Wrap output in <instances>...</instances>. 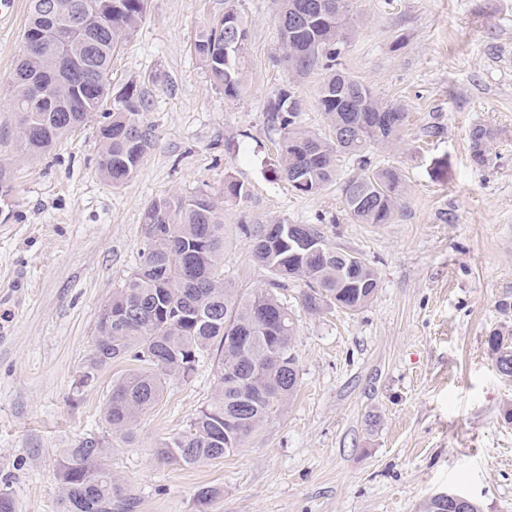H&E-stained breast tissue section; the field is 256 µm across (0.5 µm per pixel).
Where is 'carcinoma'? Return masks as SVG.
I'll return each instance as SVG.
<instances>
[{
    "label": "carcinoma",
    "instance_id": "obj_1",
    "mask_svg": "<svg viewBox=\"0 0 512 512\" xmlns=\"http://www.w3.org/2000/svg\"><path fill=\"white\" fill-rule=\"evenodd\" d=\"M277 20L285 58L300 75L323 68L315 103L329 133L321 135L300 125L301 99L284 86L268 100L266 112L282 138L274 172L288 183L303 171L307 186L294 187L313 195L337 180L344 156L358 160L360 172L345 178L341 195L347 211L362 224H390L401 208V173L391 167L372 168L365 150L390 146L400 139L406 113L376 98L363 82L332 69L336 45L348 31L351 7L336 9V0H276ZM55 18H44L40 0H31L24 32H50L65 23L70 0H55ZM147 0H112V24L95 33L94 44L71 38L70 64L79 67L69 81L45 83L34 95L29 80L57 66L56 53L30 51L22 45L11 78L14 134L25 156L37 158L99 111L110 95L112 54L143 22ZM248 30L228 32L224 19L202 32L195 48L214 84L227 96L239 93L240 64ZM125 106L112 103V120L99 128L100 175L114 186L131 179L150 145L139 122L147 110L144 95L131 85ZM496 133L476 125L469 132L471 158L483 165ZM303 228L316 241L301 250L286 234L272 235L271 225L245 228L254 259L275 276L269 288L241 292L221 278L224 262V205L206 192L188 198L153 202L144 213L141 262L123 288L104 305L88 370L80 385L114 362L133 360L112 385L104 421L105 434H88L61 450L57 477L59 512H132L133 494L112 474L108 463L117 444L131 445L139 419L162 399L171 379L189 380L198 363L219 354L211 400L181 433L157 439L152 455L168 465L193 466L217 460L242 446L272 408L290 402L298 390L297 358L293 351L294 320L290 309L273 293L282 281L303 282L302 306L318 312L335 305L357 312L374 298L375 269L360 256L333 246L319 228ZM196 277L185 275L187 265ZM212 312L215 323L195 319L193 312ZM501 376L512 379V336L494 329L486 338ZM231 372L235 379L226 381Z\"/></svg>",
    "mask_w": 512,
    "mask_h": 512
}]
</instances>
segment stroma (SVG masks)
<instances>
[{
    "mask_svg": "<svg viewBox=\"0 0 512 512\" xmlns=\"http://www.w3.org/2000/svg\"><path fill=\"white\" fill-rule=\"evenodd\" d=\"M233 3L249 31L237 96L214 85L194 47L225 0H149L114 53L112 91L133 83L149 101L151 145L124 185L98 172L102 113L37 160L0 135L13 186L0 202V488L15 512H58V452L104 431L126 369L76 386L104 305L141 261L145 210L235 180L249 195L224 202L226 281L269 286L241 227L276 221L316 225L366 259L379 288L352 314L308 312L300 282L279 289L295 319L299 391L222 459L179 467L151 456L155 439L186 430L212 398L213 358L171 381L135 444L112 452L133 512H422L441 492L512 512V380L485 343L492 329L512 333V0H353L338 68L408 114L397 145L369 152L404 178L390 224L357 222L338 185L304 196L275 176L281 132L266 103L294 85L302 126L325 132L315 104L324 72L289 69L275 0ZM29 11L18 0L0 26V127L11 122L8 82ZM476 125L496 133L482 167L470 159ZM438 159L448 162L442 182L429 175ZM203 486L219 494L202 511Z\"/></svg>",
    "mask_w": 512,
    "mask_h": 512,
    "instance_id": "obj_1",
    "label": "stroma"
}]
</instances>
